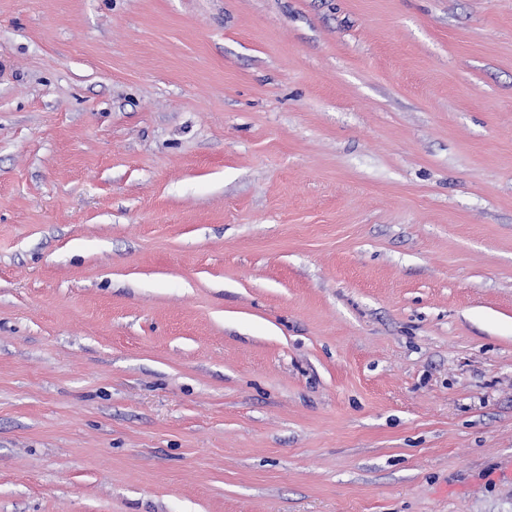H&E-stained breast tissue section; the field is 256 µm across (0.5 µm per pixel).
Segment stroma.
I'll return each instance as SVG.
<instances>
[{
    "instance_id": "obj_1",
    "label": "stroma",
    "mask_w": 512,
    "mask_h": 512,
    "mask_svg": "<svg viewBox=\"0 0 512 512\" xmlns=\"http://www.w3.org/2000/svg\"><path fill=\"white\" fill-rule=\"evenodd\" d=\"M0 512H512V0H0Z\"/></svg>"
}]
</instances>
